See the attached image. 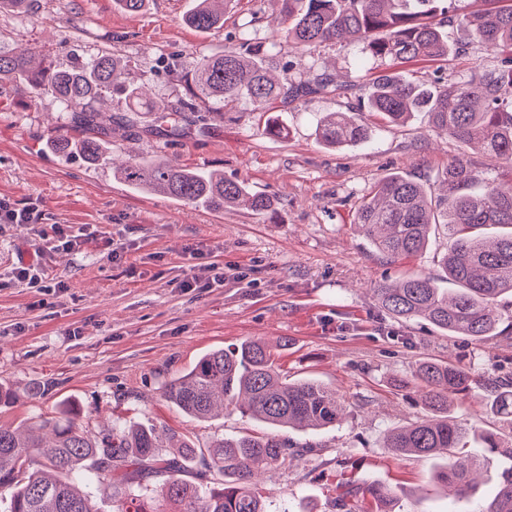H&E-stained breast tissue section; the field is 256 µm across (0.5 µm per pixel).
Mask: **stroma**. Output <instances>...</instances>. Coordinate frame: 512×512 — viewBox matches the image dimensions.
<instances>
[{
	"label": "stroma",
	"instance_id": "35a3bbf8",
	"mask_svg": "<svg viewBox=\"0 0 512 512\" xmlns=\"http://www.w3.org/2000/svg\"><path fill=\"white\" fill-rule=\"evenodd\" d=\"M193 0H148L138 14L117 0H35L29 12L0 11V50L35 48L59 64L109 50L131 57L128 81L145 84L158 105L176 107L182 77L199 55L222 53L240 33L272 44L276 75L294 78L311 64L328 67L347 91L322 94L288 108L262 112L241 102L208 124L184 122L166 132L154 115L121 123L125 105L109 98L115 117L101 136L121 160L155 155L186 167L217 168L275 202L269 214L243 207L210 210L160 195L138 193L120 182L111 163L91 165L78 154L63 158L46 143L65 112L52 99L31 101L27 86L0 82V198L35 203L49 224L84 229L75 251L39 258L41 240L29 230L0 228V386L21 399L0 406V425L57 416L67 404L80 413L88 435L103 422L162 424L189 434L203 448L216 436L254 432L253 423L227 411L197 422L163 396L171 379L204 353L261 339L289 347L278 359L292 379H312L336 391L345 420L318 432H291L308 452L291 466L265 470L254 489L267 512H340L336 487L375 484L388 489L387 512H480L502 460L484 456L478 487L455 498L437 486V460L396 456L384 446L389 429L423 418L395 378L411 376L430 357L469 369L475 382L453 417L480 429L512 434V423L492 414L489 378H512V335L474 340L449 337L417 320L397 323L376 305L375 287L407 273L447 287L440 265L448 236L436 227L425 252L390 262L360 233L356 212L374 182L390 172L421 178L429 198L443 196L452 160L499 180L512 169L494 156L435 129L425 113L402 125H379L370 143L343 149L316 135L325 112H346L368 93L370 64L349 42L298 47L274 41L278 0H233L224 26L207 33L186 26ZM500 59L479 44L434 70H489ZM278 122L282 133L270 135ZM124 245L111 260L109 244ZM205 260L240 267L242 278L223 287L182 290L177 283L193 264L188 245ZM42 260L43 285L14 282L21 262ZM65 288H57V281Z\"/></svg>",
	"mask_w": 512,
	"mask_h": 512
}]
</instances>
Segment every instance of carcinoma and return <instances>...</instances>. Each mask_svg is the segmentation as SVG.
Listing matches in <instances>:
<instances>
[{
    "instance_id": "obj_1",
    "label": "carcinoma",
    "mask_w": 512,
    "mask_h": 512,
    "mask_svg": "<svg viewBox=\"0 0 512 512\" xmlns=\"http://www.w3.org/2000/svg\"><path fill=\"white\" fill-rule=\"evenodd\" d=\"M485 2L488 8L480 12L462 13L458 0H279L283 28L278 39L298 46L352 39L384 65L373 77L366 101L320 118V143L337 148L367 141L373 129L359 118L361 112L389 124H403L413 113L425 112L435 127L462 143L481 145L512 167V0ZM226 4L196 0L184 22L201 32L220 29ZM449 23L484 47L508 53L501 67L438 76L428 83L410 80L404 75L406 66L448 59L453 45L444 26ZM127 71L128 61L108 51L64 68L34 51L0 53V80L23 83L33 100L52 97L66 110V122L54 135L55 151L64 155L78 148L91 163L107 158V146L98 137V100L117 94L130 112L156 111L143 87L126 81ZM185 83V97L175 110L159 115L172 131L187 112L204 122L241 99L263 108L339 89L325 71L294 80L271 79L265 52L246 34L223 53L198 58ZM73 128L85 131L76 144L70 136ZM117 172L143 191L187 204L273 210L269 197L213 169L147 158L125 161ZM445 181L446 194L434 206L419 181L388 174L359 207L358 224L390 262L421 254L432 225L448 229L450 246L441 265L451 287L411 274L378 285L377 305L395 321L424 320L448 336L479 340L512 334V311L501 305L504 295L512 296V184L503 188L460 163L448 164ZM411 382L420 389L429 414L389 431L384 447L393 454L448 458L473 443L464 460L434 474L459 496L476 485L473 473L481 464L480 449L512 460V438L478 433L448 416L470 392L468 370L427 358L403 384ZM164 396L192 420L205 421L216 409L231 406L272 431L218 436L203 449L162 424L128 429L114 423L90 439L72 410L23 429L0 427V489L11 490L9 512H100L92 496L76 487L77 481L94 477L109 478L113 512H160L151 506L157 498L175 512H266L251 488L256 466H286L297 457L281 429L319 431L336 425L344 413L335 391L315 381L288 379L273 348L261 340L207 352L166 384ZM490 410L512 420V385L495 391ZM211 472L219 475L212 487L190 481ZM481 512H512V465L500 473L495 494Z\"/></svg>"
}]
</instances>
